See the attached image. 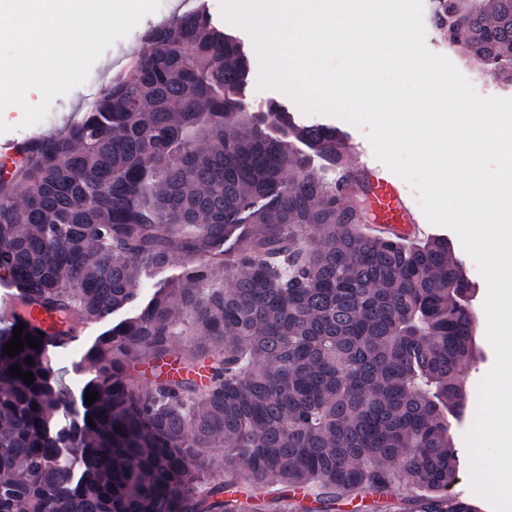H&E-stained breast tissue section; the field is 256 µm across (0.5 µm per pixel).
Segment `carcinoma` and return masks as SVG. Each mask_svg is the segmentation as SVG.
I'll return each instance as SVG.
<instances>
[{
  "label": "carcinoma",
  "mask_w": 512,
  "mask_h": 512,
  "mask_svg": "<svg viewBox=\"0 0 512 512\" xmlns=\"http://www.w3.org/2000/svg\"><path fill=\"white\" fill-rule=\"evenodd\" d=\"M432 20L512 83V0H433ZM146 40L132 79L0 165V271L38 341L34 309L71 331L133 301L146 271L177 256L184 271L98 337L64 424L70 399L43 351L10 357L14 328L0 332V512H332L396 482L427 492L398 512H479L448 496V414L464 411L460 368L476 353L475 286L448 238L358 232L363 208L311 164L345 169L344 137L275 107L257 118L244 46L205 4ZM171 358L208 383H134ZM272 476L266 505L238 499Z\"/></svg>",
  "instance_id": "cac0c4a2"
}]
</instances>
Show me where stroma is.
Returning <instances> with one entry per match:
<instances>
[{
	"label": "stroma",
	"mask_w": 512,
	"mask_h": 512,
	"mask_svg": "<svg viewBox=\"0 0 512 512\" xmlns=\"http://www.w3.org/2000/svg\"><path fill=\"white\" fill-rule=\"evenodd\" d=\"M201 3L206 5L210 19L216 27L237 37L245 45L251 68L249 81L245 88L247 101L257 108L264 107L270 102H276L288 109L299 123L308 125L325 124L336 127L347 135L355 152L364 154L370 159L374 158L375 153L365 129L359 128L336 115L305 112L287 93L273 87L261 86L262 67L255 41L245 28L233 24L225 18L221 0H168V7L170 11L180 14L195 8ZM156 23L157 20L154 15L145 16L127 37L117 40L108 48L93 66L85 83L73 89L69 94L55 98L49 112V121L25 127L21 124L22 111L19 107L11 105L1 110L0 144L9 141L21 142L36 133L54 135L70 123L77 121L97 89L107 85L114 76H131L130 57L146 50L147 42L144 40L143 34ZM452 246L455 257L462 260L469 278L478 286V293L473 305L477 319L476 341L480 357L477 362L464 365L461 369L467 391V408L465 419L454 424L452 429L453 442L459 451L460 468L457 479L451 486L450 491L454 494H462L464 499L479 505L482 512H495L493 504L487 498L478 494L472 486L471 462L466 442V435L475 420L478 385L494 364V352L486 338L487 322L483 309L487 287L475 262L467 257L460 241H453ZM182 265V260L177 259L168 268L151 272L143 281L138 298L131 306L112 314L103 322L92 324L91 329L94 336H101L112 326L139 312L157 288L170 285L180 277L183 271ZM84 353V348L74 349L59 356L54 365L59 384L75 398L79 397L84 383L93 374L92 366L83 361Z\"/></svg>",
	"instance_id": "obj_1"
}]
</instances>
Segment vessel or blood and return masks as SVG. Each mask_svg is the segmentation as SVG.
I'll use <instances>...</instances> for the list:
<instances>
[{
  "label": "vessel or blood",
  "mask_w": 512,
  "mask_h": 512,
  "mask_svg": "<svg viewBox=\"0 0 512 512\" xmlns=\"http://www.w3.org/2000/svg\"><path fill=\"white\" fill-rule=\"evenodd\" d=\"M342 192L361 191L368 207L371 234L393 235L401 239L419 236L421 218L412 207L398 182L365 160L343 172L338 181Z\"/></svg>",
  "instance_id": "obj_1"
}]
</instances>
